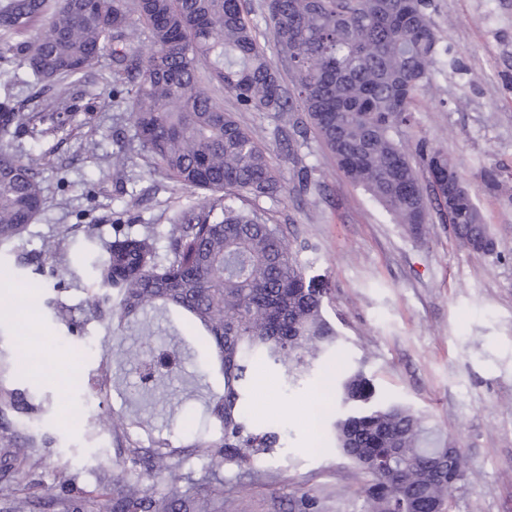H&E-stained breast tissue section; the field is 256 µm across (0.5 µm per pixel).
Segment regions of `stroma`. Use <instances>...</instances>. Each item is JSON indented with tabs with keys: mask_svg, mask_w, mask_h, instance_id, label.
<instances>
[{
	"mask_svg": "<svg viewBox=\"0 0 512 512\" xmlns=\"http://www.w3.org/2000/svg\"><path fill=\"white\" fill-rule=\"evenodd\" d=\"M262 4L243 0L266 60L289 90L288 57L270 34ZM430 12L439 37L430 80L398 137L416 163L423 144L447 153L494 237L492 252L463 246L435 209L420 235L394 223L344 176L315 134L297 136L304 112H243L232 93L218 95L277 172L283 192L256 205L307 261L306 275L325 293L326 316L339 332L327 364L314 371L315 382L291 392H284L274 369L254 364L252 421L281 431L283 446L253 469L221 467L224 512H288V496L299 487L315 491L321 512H365V474L336 453L329 435L313 442L305 421L317 410H335L317 382L334 376L342 360L363 367L382 393L424 414L447 447L465 453L469 469L451 491V512H512V0H432ZM4 95L21 112H49L64 130L8 140L15 155L37 160L43 206L23 236L0 249V349L18 347L23 325H31L45 338L41 355L83 377L73 402L57 401L39 424L54 439L39 480L41 494L54 495L53 469L62 457L90 490L100 460L113 454L112 436L106 427L72 421L73 404H82L87 417L141 408L162 435L188 438L201 418L198 403L188 398L191 376L205 366L206 350L186 324L155 316V345L183 341L196 349L183 373L140 398L129 365L117 372L115 387L100 393L95 383L103 353L138 347L139 327L116 333L93 319L77 338L54 320L47 303L81 313L113 225L164 229L173 210L196 201L198 192L153 173L134 138L127 100L112 95L109 56L88 69L64 102L48 104L41 85L31 82L0 80ZM112 153L127 159L123 179L102 160ZM488 171L505 192L487 189ZM88 225L97 227V237L85 236ZM55 240L70 259L60 282L46 250ZM22 253L40 260L41 272L17 266ZM26 297L39 301L36 312L15 310V301Z\"/></svg>",
	"mask_w": 512,
	"mask_h": 512,
	"instance_id": "1",
	"label": "stroma"
}]
</instances>
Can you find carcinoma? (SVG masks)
<instances>
[{
    "label": "carcinoma",
    "instance_id": "cac0c4a2",
    "mask_svg": "<svg viewBox=\"0 0 512 512\" xmlns=\"http://www.w3.org/2000/svg\"><path fill=\"white\" fill-rule=\"evenodd\" d=\"M272 36L292 61L294 92H287L262 55L242 0H63L32 41L5 43L0 59L27 69L35 83L55 82L69 93L105 50L112 56V95L126 96L134 137L153 171L176 186L205 192L169 218L166 252L156 230L116 226L96 266L95 288L84 317L48 303L54 319L72 334L88 317H104L122 332L150 312L174 311L203 330L209 363L223 390H203L205 424L185 441L153 435L140 415L112 413L116 462L99 463L94 493L103 512H224L223 465L249 469L282 447L281 435L252 426L244 404L250 363L264 358L281 370L284 384L307 382L314 362L338 339L323 297L306 282L305 267L283 231L264 212L242 205L248 194L272 197L279 177L252 133L217 102L234 93L244 111L307 114L312 129L344 175L361 186L397 224L414 235L429 206L452 224L459 240L484 252L494 241L472 197L448 207V155H428L423 186L397 128L410 121L417 92L430 77L438 35L430 0H264ZM47 10V0H0V33L24 31ZM138 19L153 45L142 58L129 49L127 18ZM40 112L24 118L11 100L0 101V134L18 127L45 135ZM43 205L32 161L0 142V245L20 238ZM191 348L157 347L142 333L141 350L105 352L99 390L112 381L110 367L139 366L141 390L162 386L183 368ZM28 358L22 345L0 356V499L4 512H88L90 491L66 461L54 471L58 493L45 497L35 476L53 446L30 430L50 401L17 387ZM341 411L328 421L336 449L369 480L361 488L366 512H430L450 503L467 461L455 449L448 477L435 467L445 453L436 432L409 405L376 391L360 367L333 384ZM146 434L149 446L133 438ZM171 482L160 491L151 480Z\"/></svg>",
    "mask_w": 512,
    "mask_h": 512
}]
</instances>
